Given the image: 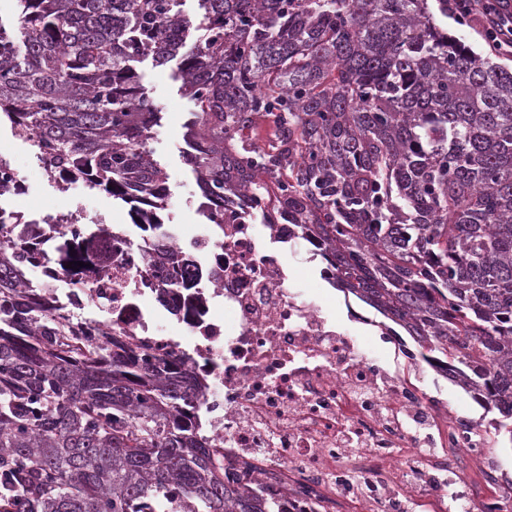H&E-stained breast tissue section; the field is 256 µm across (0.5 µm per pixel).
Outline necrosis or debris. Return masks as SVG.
I'll return each mask as SVG.
<instances>
[{
  "instance_id": "necrosis-or-debris-1",
  "label": "necrosis or debris",
  "mask_w": 512,
  "mask_h": 512,
  "mask_svg": "<svg viewBox=\"0 0 512 512\" xmlns=\"http://www.w3.org/2000/svg\"><path fill=\"white\" fill-rule=\"evenodd\" d=\"M103 231L111 264L77 284L28 262L25 285L78 335L125 336L194 368L225 481L263 488L286 512H429L463 482L449 449L491 470L490 433L428 393L412 357L389 358L388 328L362 347L297 285L284 256L299 244L294 225L234 204L220 224L136 233L77 210L38 215L24 238L47 252ZM160 242L193 262V287L162 293L172 270L153 261ZM188 305L172 326L171 311Z\"/></svg>"
}]
</instances>
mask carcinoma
<instances>
[{"instance_id": "obj_1", "label": "carcinoma", "mask_w": 512, "mask_h": 512, "mask_svg": "<svg viewBox=\"0 0 512 512\" xmlns=\"http://www.w3.org/2000/svg\"><path fill=\"white\" fill-rule=\"evenodd\" d=\"M0 115L58 177L144 191L168 175L141 138L160 114L134 63L178 61L185 163L209 216L262 203L336 269L334 287L401 327L512 441V71L473 53L430 0H16ZM274 130L266 144L252 130ZM0 219V512H285L224 484L195 373L77 340L22 292L34 248ZM105 242L48 258L98 267Z\"/></svg>"}]
</instances>
